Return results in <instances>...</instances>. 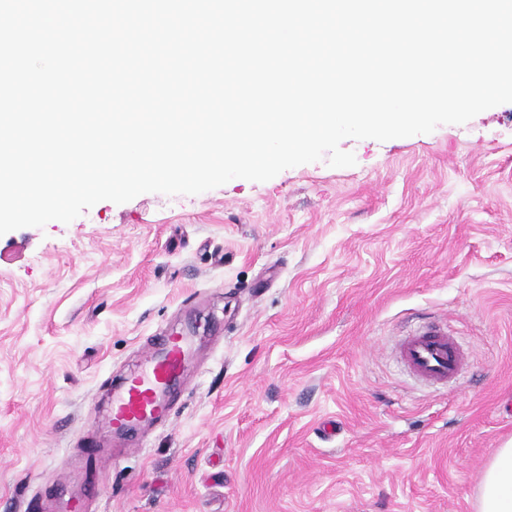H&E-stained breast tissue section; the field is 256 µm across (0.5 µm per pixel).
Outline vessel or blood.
<instances>
[{"label": "vessel or blood", "mask_w": 512, "mask_h": 512, "mask_svg": "<svg viewBox=\"0 0 512 512\" xmlns=\"http://www.w3.org/2000/svg\"><path fill=\"white\" fill-rule=\"evenodd\" d=\"M191 342L189 337L170 334L161 337L142 359L140 368L114 384L106 424L114 435L133 441L141 426L161 422L172 414L171 397L183 381ZM398 355L417 378L445 385L457 378L465 354L444 327L420 325L400 343ZM81 457L85 473H96L110 463L112 454L96 440Z\"/></svg>", "instance_id": "vessel-or-blood-1"}]
</instances>
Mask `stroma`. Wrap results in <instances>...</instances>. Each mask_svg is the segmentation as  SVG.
<instances>
[{
	"instance_id": "1",
	"label": "stroma",
	"mask_w": 512,
	"mask_h": 512,
	"mask_svg": "<svg viewBox=\"0 0 512 512\" xmlns=\"http://www.w3.org/2000/svg\"><path fill=\"white\" fill-rule=\"evenodd\" d=\"M197 195L101 201L0 236V512L62 502L114 381L193 340L169 422L88 512H475L512 442V103ZM447 323L462 382L399 341Z\"/></svg>"
}]
</instances>
